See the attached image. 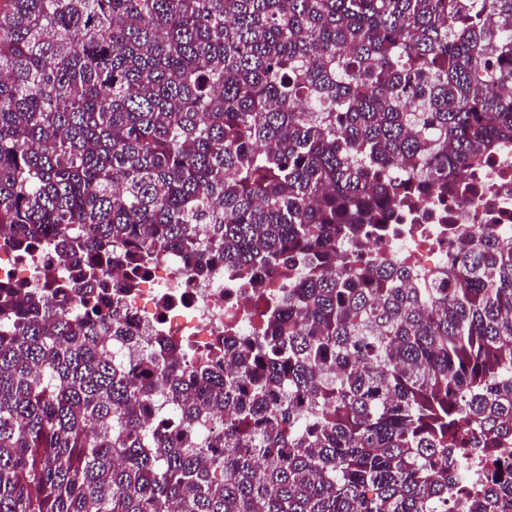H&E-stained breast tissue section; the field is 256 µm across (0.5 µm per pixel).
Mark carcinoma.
<instances>
[{
  "instance_id": "obj_1",
  "label": "carcinoma",
  "mask_w": 512,
  "mask_h": 512,
  "mask_svg": "<svg viewBox=\"0 0 512 512\" xmlns=\"http://www.w3.org/2000/svg\"><path fill=\"white\" fill-rule=\"evenodd\" d=\"M512 145V0H0V512H512V239L372 232ZM284 267L198 365L99 265ZM74 261L52 244L39 242L21 251L0 249V288H44L69 284L74 275Z\"/></svg>"
}]
</instances>
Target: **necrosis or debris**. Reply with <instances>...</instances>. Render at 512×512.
<instances>
[{
  "label": "necrosis or debris",
  "mask_w": 512,
  "mask_h": 512,
  "mask_svg": "<svg viewBox=\"0 0 512 512\" xmlns=\"http://www.w3.org/2000/svg\"><path fill=\"white\" fill-rule=\"evenodd\" d=\"M416 219L413 233L372 238L370 248L425 278L457 260L463 234L512 224V146L493 154L475 179L457 182L447 214L425 203ZM73 275V260L53 245L0 249V288H41L50 279L66 284ZM129 275L125 267L110 271L114 296L136 334L170 339L197 359L223 347L227 336L252 334L259 314L273 307L286 285L280 268L259 282L238 283L220 266L209 279L197 280L174 253L160 258L131 291L124 287Z\"/></svg>",
  "instance_id": "necrosis-or-debris-1"
}]
</instances>
